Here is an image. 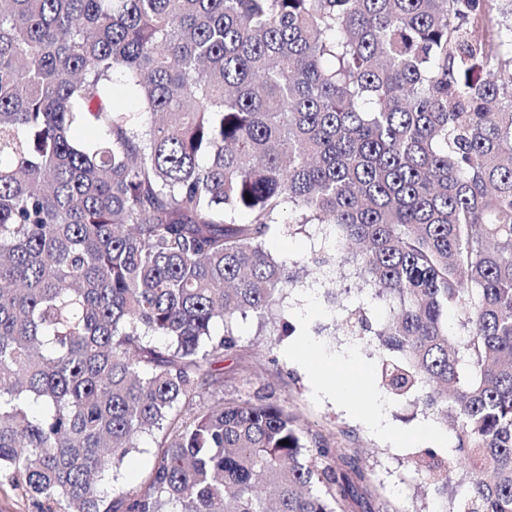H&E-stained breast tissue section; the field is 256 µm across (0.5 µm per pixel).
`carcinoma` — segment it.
<instances>
[{
    "instance_id": "obj_1",
    "label": "carcinoma",
    "mask_w": 512,
    "mask_h": 512,
    "mask_svg": "<svg viewBox=\"0 0 512 512\" xmlns=\"http://www.w3.org/2000/svg\"><path fill=\"white\" fill-rule=\"evenodd\" d=\"M309 227L389 305L329 300L379 388L453 425L408 459L435 512H512V0H0V476L36 512H348L368 473L270 397L182 416ZM307 233L290 234L278 233L267 243L269 250L281 257L292 261H299L306 257L311 251L318 250V241L314 233L309 230ZM141 451L133 453L127 466L122 470L120 481L128 489L137 487L152 464V451L154 443L151 438H143ZM144 450V452H142Z\"/></svg>"
}]
</instances>
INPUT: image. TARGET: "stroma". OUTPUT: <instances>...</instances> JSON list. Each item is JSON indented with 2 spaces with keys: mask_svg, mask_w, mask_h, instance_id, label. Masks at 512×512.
<instances>
[{
  "mask_svg": "<svg viewBox=\"0 0 512 512\" xmlns=\"http://www.w3.org/2000/svg\"><path fill=\"white\" fill-rule=\"evenodd\" d=\"M336 287L350 304L367 308L374 324L386 320L385 306L373 300L353 265L337 273ZM325 291L317 274H304L286 298L296 336L308 337L315 345L309 369L290 359L291 340L280 342L273 336V316L250 315L236 324L237 349L217 365L224 378L222 391L204 390L199 402L211 405L223 398L253 402L272 395L297 416L309 437L351 455L370 474L373 489L354 488L350 512H434L431 490L420 483L407 459L421 449L422 442L415 437L419 426L430 425L448 439L453 431L436 416L423 415L413 403H391L387 406L390 420L410 435L403 447L396 448L352 413V406L367 407L369 399L380 393L375 380L376 359L366 345L342 335ZM319 369L351 378L358 383V390L345 403L317 394L310 374Z\"/></svg>",
  "mask_w": 512,
  "mask_h": 512,
  "instance_id": "stroma-1",
  "label": "stroma"
}]
</instances>
